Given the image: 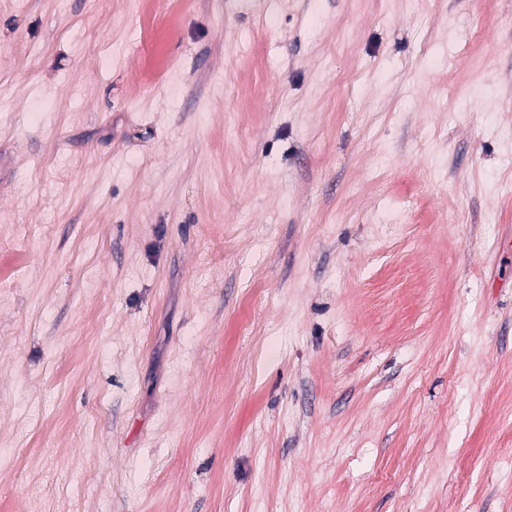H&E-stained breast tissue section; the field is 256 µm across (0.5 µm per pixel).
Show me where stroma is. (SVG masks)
<instances>
[{
	"label": "stroma",
	"instance_id": "1",
	"mask_svg": "<svg viewBox=\"0 0 512 512\" xmlns=\"http://www.w3.org/2000/svg\"><path fill=\"white\" fill-rule=\"evenodd\" d=\"M0 0V512H512V0Z\"/></svg>",
	"mask_w": 512,
	"mask_h": 512
}]
</instances>
